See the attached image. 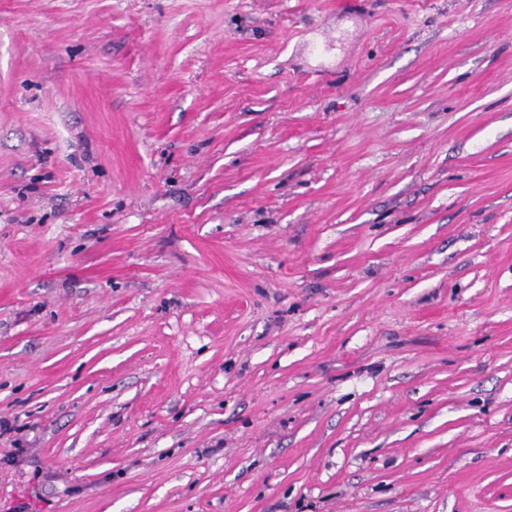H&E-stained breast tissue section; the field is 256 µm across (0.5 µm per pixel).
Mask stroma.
Listing matches in <instances>:
<instances>
[{
  "mask_svg": "<svg viewBox=\"0 0 512 512\" xmlns=\"http://www.w3.org/2000/svg\"><path fill=\"white\" fill-rule=\"evenodd\" d=\"M0 512H512V0H0Z\"/></svg>",
  "mask_w": 512,
  "mask_h": 512,
  "instance_id": "35a3bbf8",
  "label": "stroma"
}]
</instances>
